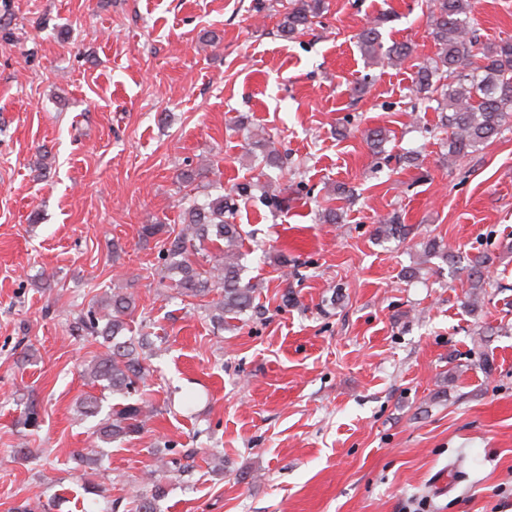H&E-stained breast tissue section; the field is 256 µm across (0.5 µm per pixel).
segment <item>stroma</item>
<instances>
[{"instance_id":"1","label":"stroma","mask_w":512,"mask_h":512,"mask_svg":"<svg viewBox=\"0 0 512 512\" xmlns=\"http://www.w3.org/2000/svg\"><path fill=\"white\" fill-rule=\"evenodd\" d=\"M283 13L0 0V512H134L164 446L186 471L157 472V512H512V119L448 159L411 65L362 56L353 36L379 16L385 43L432 57L426 0H325L291 39ZM474 15L480 42L512 40V0ZM269 147L288 203L237 198L256 291L218 325L208 298L160 287L163 242L141 227L179 231L184 199L254 181ZM116 288L154 343L157 413L97 446L79 402L116 399L85 377L102 348L76 321ZM468 266L469 277L474 282V291H472L471 296H474V300H477L479 293L475 291L483 288V283H485L489 273L490 258L484 253L474 254L468 259Z\"/></svg>"}]
</instances>
